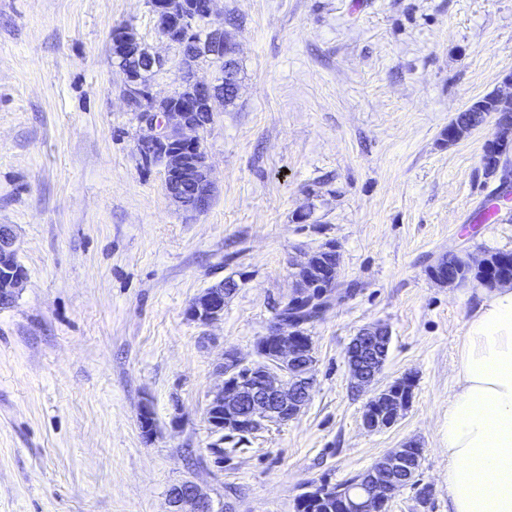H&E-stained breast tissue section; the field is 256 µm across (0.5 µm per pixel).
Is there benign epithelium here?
I'll return each instance as SVG.
<instances>
[{
    "label": "benign epithelium",
    "mask_w": 512,
    "mask_h": 512,
    "mask_svg": "<svg viewBox=\"0 0 512 512\" xmlns=\"http://www.w3.org/2000/svg\"><path fill=\"white\" fill-rule=\"evenodd\" d=\"M161 33L179 47L195 43L190 54H183L186 69L181 86L171 94L157 98L152 92V78L166 61L149 52L129 27L112 31V54L119 61L144 58L150 62L146 70L121 67L125 75L123 96L135 110L143 114L146 132L137 148L151 147L145 155L151 164L164 171V188L170 200L193 218L203 213L214 196L210 165L202 144L206 129L197 117L199 112L214 111V103L224 99L218 87L224 77L213 81L197 79L194 70L202 64L211 66L224 61V55L235 54V47L224 30H210L203 38L195 37L198 22L195 0H150ZM512 134V113L503 112L495 122V131L487 144L497 146ZM490 178L509 177L512 153L499 149L496 161L481 160ZM16 234L10 225H0V305L11 304L27 280L24 273L12 269L9 259L17 255ZM337 269L327 273L323 289L315 292L303 283L289 297L287 304L305 303L323 313L328 305V290L336 281ZM230 294L224 284H214L201 292L188 310L189 317L204 326L224 317V302ZM262 360L245 365L233 352L225 355L220 365L224 375L222 386L212 394L207 406L211 432L224 435L253 433L267 423H286L295 419L307 406L314 385L310 374L314 363L311 337L304 334L298 321L279 317L262 337ZM390 332L382 325L360 331L349 344L346 360L350 370L352 392H361L376 382L385 362ZM414 380L405 375L395 382L377 388L365 402L363 425L369 430L389 428L407 410L412 399ZM423 449L414 442L391 448L366 470L369 487L360 497H342L338 507L343 512H385L389 500L418 480ZM169 512H213L212 500L197 483L185 480L169 491Z\"/></svg>",
    "instance_id": "benign-epithelium-1"
}]
</instances>
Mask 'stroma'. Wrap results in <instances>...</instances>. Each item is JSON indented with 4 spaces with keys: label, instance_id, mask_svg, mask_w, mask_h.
Instances as JSON below:
<instances>
[{
    "label": "stroma",
    "instance_id": "35a3bbf8",
    "mask_svg": "<svg viewBox=\"0 0 512 512\" xmlns=\"http://www.w3.org/2000/svg\"><path fill=\"white\" fill-rule=\"evenodd\" d=\"M211 21L240 82L203 133L216 194L189 222L141 164L112 56L113 29L132 26L168 59L155 95L181 83L148 0H0V224L27 273L0 308V512H168L185 479L223 512H297L311 487L408 440L419 483L387 512H448V402L487 292L429 268L512 252V203L482 219L501 189L481 173L492 124L446 141L458 112L512 96V0H215ZM327 243L339 266L331 305L303 326L308 405L218 440L206 404L225 352L259 361L295 266ZM227 278L223 319L189 320ZM377 322L391 331L381 383L409 374L415 389L394 426L369 431L345 352Z\"/></svg>",
    "mask_w": 512,
    "mask_h": 512
}]
</instances>
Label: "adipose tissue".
<instances>
[{"label":"adipose tissue","instance_id":"adipose-tissue-1","mask_svg":"<svg viewBox=\"0 0 512 512\" xmlns=\"http://www.w3.org/2000/svg\"><path fill=\"white\" fill-rule=\"evenodd\" d=\"M457 383L445 425L450 512H512V287L478 308Z\"/></svg>","mask_w":512,"mask_h":512}]
</instances>
